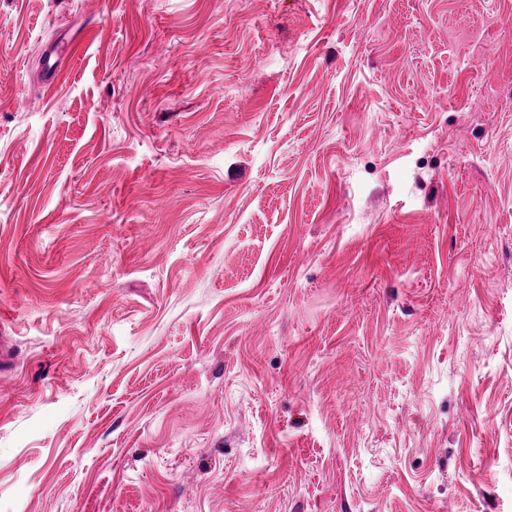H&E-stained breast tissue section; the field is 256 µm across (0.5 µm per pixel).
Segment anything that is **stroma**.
Here are the masks:
<instances>
[{"label":"stroma","instance_id":"stroma-1","mask_svg":"<svg viewBox=\"0 0 512 512\" xmlns=\"http://www.w3.org/2000/svg\"><path fill=\"white\" fill-rule=\"evenodd\" d=\"M0 512H512V0H0ZM75 55V44L72 41L59 42L47 47L42 53V81L44 88H53L57 85L63 71V62L71 60Z\"/></svg>","mask_w":512,"mask_h":512}]
</instances>
